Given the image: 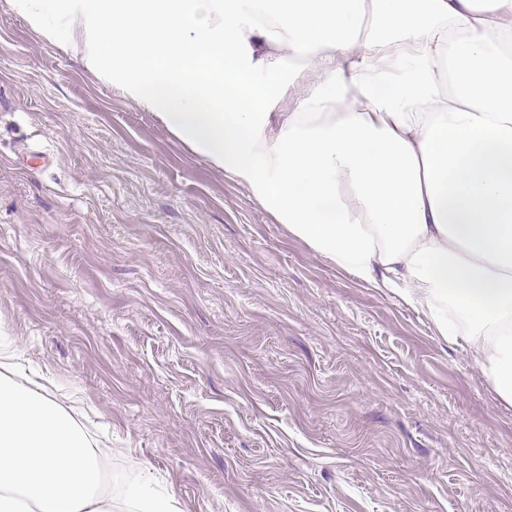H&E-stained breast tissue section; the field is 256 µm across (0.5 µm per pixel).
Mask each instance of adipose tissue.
I'll use <instances>...</instances> for the list:
<instances>
[{
	"mask_svg": "<svg viewBox=\"0 0 512 512\" xmlns=\"http://www.w3.org/2000/svg\"><path fill=\"white\" fill-rule=\"evenodd\" d=\"M512 405V0H12ZM0 343V512H113L107 448Z\"/></svg>",
	"mask_w": 512,
	"mask_h": 512,
	"instance_id": "1",
	"label": "adipose tissue"
}]
</instances>
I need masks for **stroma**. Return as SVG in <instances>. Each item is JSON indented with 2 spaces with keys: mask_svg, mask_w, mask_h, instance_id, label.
<instances>
[{
  "mask_svg": "<svg viewBox=\"0 0 512 512\" xmlns=\"http://www.w3.org/2000/svg\"><path fill=\"white\" fill-rule=\"evenodd\" d=\"M0 338L182 512H512V406L0 0Z\"/></svg>",
  "mask_w": 512,
  "mask_h": 512,
  "instance_id": "1",
  "label": "stroma"
}]
</instances>
